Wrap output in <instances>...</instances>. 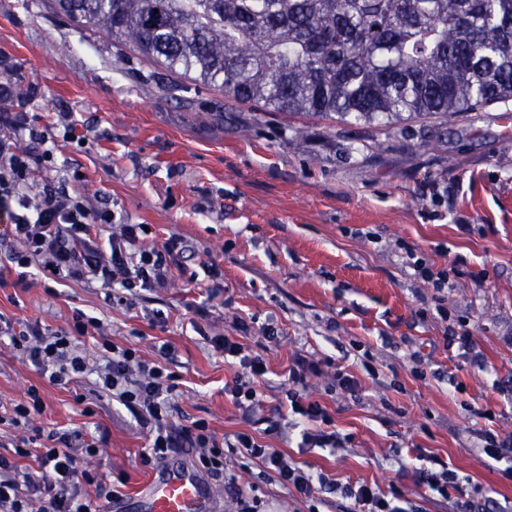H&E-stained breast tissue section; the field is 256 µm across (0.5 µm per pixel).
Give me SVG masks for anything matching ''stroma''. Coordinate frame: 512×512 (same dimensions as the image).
Instances as JSON below:
<instances>
[{"label":"stroma","mask_w":512,"mask_h":512,"mask_svg":"<svg viewBox=\"0 0 512 512\" xmlns=\"http://www.w3.org/2000/svg\"><path fill=\"white\" fill-rule=\"evenodd\" d=\"M0 81L16 91L10 111L55 135L36 187H76L118 222L148 225L147 243L177 237L184 246L168 283L131 305L94 281L59 285L32 273L20 285L0 242V316L51 333L67 328L74 309L98 317L104 337L79 339L92 366L104 339L151 361L170 344L160 360L179 376L171 424L207 420L226 445L224 477L213 483L218 512H238L242 499L255 512H348L339 488L362 483L401 486L408 512L512 501V477L479 451L482 432L512 435V132L502 123L512 103L388 128L260 115L217 90L187 91V79L77 28L50 0H0ZM417 256L433 270L456 269L453 288L441 294L418 278ZM463 332L467 354L446 341ZM213 336L240 338L266 359L258 423H244L225 395L241 368L211 346ZM298 354L325 363L307 392L347 435L344 447L300 445L304 425L286 398ZM336 366L357 380L356 393L331 385ZM95 380L89 372L51 383L0 337V455L26 436L6 419L37 388L43 411L33 424L44 433L108 430L96 455L74 454L103 486L124 479L122 496L81 491L131 512L154 471L142 462L149 433ZM243 431L338 490L309 502L260 462L243 463L232 447ZM439 460L454 488L416 490L419 472Z\"/></svg>","instance_id":"35a3bbf8"}]
</instances>
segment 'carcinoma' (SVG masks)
<instances>
[{"instance_id": "obj_1", "label": "carcinoma", "mask_w": 512, "mask_h": 512, "mask_svg": "<svg viewBox=\"0 0 512 512\" xmlns=\"http://www.w3.org/2000/svg\"><path fill=\"white\" fill-rule=\"evenodd\" d=\"M258 112L386 126L512 101V0H52Z\"/></svg>"}]
</instances>
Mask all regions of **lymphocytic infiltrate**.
<instances>
[{"instance_id": "1", "label": "lymphocytic infiltrate", "mask_w": 512, "mask_h": 512, "mask_svg": "<svg viewBox=\"0 0 512 512\" xmlns=\"http://www.w3.org/2000/svg\"><path fill=\"white\" fill-rule=\"evenodd\" d=\"M2 125L10 127L14 135L0 139V240L16 243L10 256L16 267L36 268L47 279L60 277L76 283L95 279L133 297L166 283L176 243L147 244L141 224L122 225L119 234L101 238V225L114 223V214L91 208L77 192L48 188L34 191V161L16 141L17 136L30 130L24 113L1 112ZM100 328L98 319L78 310L66 331L48 334L33 323L18 331L6 328L5 333L40 374L65 385L86 370L77 337L91 335ZM211 344L225 354L239 357L242 376L225 386L224 392L244 416H252L260 406L255 385L268 372L265 359L245 353L243 344L229 336L212 337ZM103 349L99 386L148 430L150 446L144 463L161 462L174 453L195 448L200 467L212 477H223L224 449L208 421L199 419L180 427L168 421L176 388L174 373L142 359L135 349L108 342ZM319 372L317 363L297 358L288 374L287 399L292 413L305 424L302 447L338 448L344 442L343 436L325 406L307 394L308 378ZM41 437L40 429L33 428L31 435L14 448L17 456H37L43 469L41 478L12 467L0 457V512H99L92 500L77 491L78 485L97 483V475L80 467L67 449L40 447ZM234 448L243 459L261 462L275 472L284 486L294 488L305 500H313L326 481L324 474L290 465L284 453L254 435L237 433ZM344 494L351 503L350 512H406L403 492L396 486L383 495L367 484L349 485Z\"/></svg>"}]
</instances>
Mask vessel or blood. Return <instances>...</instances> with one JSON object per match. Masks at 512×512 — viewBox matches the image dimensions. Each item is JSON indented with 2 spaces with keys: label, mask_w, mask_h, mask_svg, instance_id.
<instances>
[{
  "label": "vessel or blood",
  "mask_w": 512,
  "mask_h": 512,
  "mask_svg": "<svg viewBox=\"0 0 512 512\" xmlns=\"http://www.w3.org/2000/svg\"><path fill=\"white\" fill-rule=\"evenodd\" d=\"M143 512H213V496L200 471L176 466L153 476L142 497Z\"/></svg>",
  "instance_id": "obj_1"
}]
</instances>
